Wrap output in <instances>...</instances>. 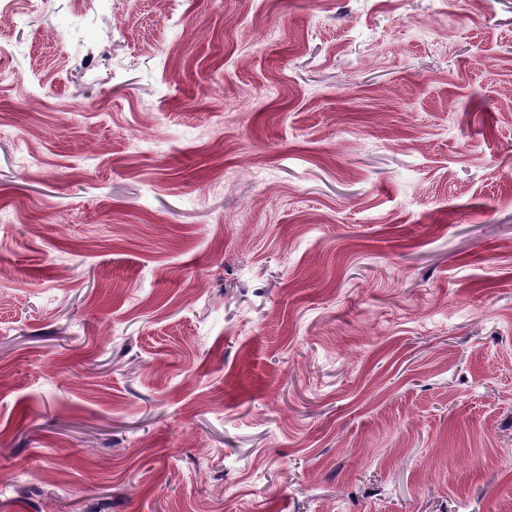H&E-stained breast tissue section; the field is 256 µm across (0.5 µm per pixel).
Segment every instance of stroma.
Here are the masks:
<instances>
[{
	"instance_id": "obj_1",
	"label": "stroma",
	"mask_w": 512,
	"mask_h": 512,
	"mask_svg": "<svg viewBox=\"0 0 512 512\" xmlns=\"http://www.w3.org/2000/svg\"><path fill=\"white\" fill-rule=\"evenodd\" d=\"M0 512H512V0H0Z\"/></svg>"
}]
</instances>
